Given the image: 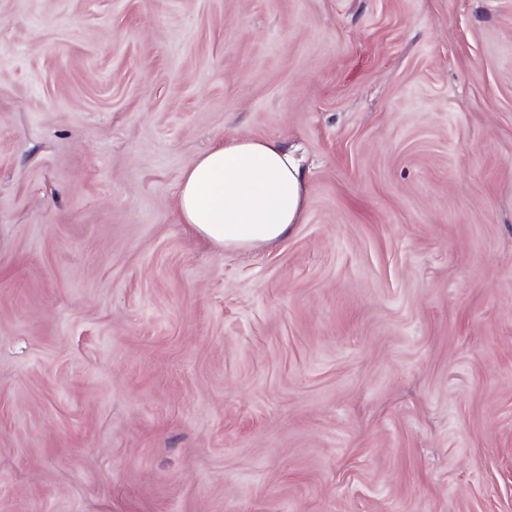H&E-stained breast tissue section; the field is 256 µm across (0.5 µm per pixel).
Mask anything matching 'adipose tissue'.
<instances>
[{"label":"adipose tissue","instance_id":"1","mask_svg":"<svg viewBox=\"0 0 512 512\" xmlns=\"http://www.w3.org/2000/svg\"><path fill=\"white\" fill-rule=\"evenodd\" d=\"M305 205L304 175L288 148L235 137L216 143L184 171L178 218L216 247L252 249L285 238Z\"/></svg>","mask_w":512,"mask_h":512}]
</instances>
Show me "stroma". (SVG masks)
<instances>
[{"instance_id":"obj_1","label":"stroma","mask_w":512,"mask_h":512,"mask_svg":"<svg viewBox=\"0 0 512 512\" xmlns=\"http://www.w3.org/2000/svg\"><path fill=\"white\" fill-rule=\"evenodd\" d=\"M0 512H512V0H0ZM306 205L298 160L275 140L224 139L183 173L178 218L224 250L257 248L285 238Z\"/></svg>"}]
</instances>
